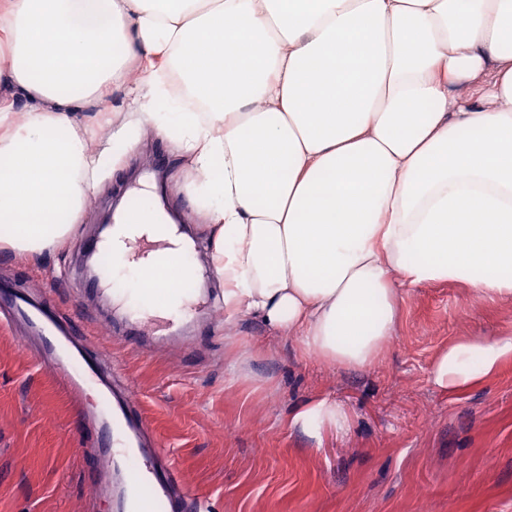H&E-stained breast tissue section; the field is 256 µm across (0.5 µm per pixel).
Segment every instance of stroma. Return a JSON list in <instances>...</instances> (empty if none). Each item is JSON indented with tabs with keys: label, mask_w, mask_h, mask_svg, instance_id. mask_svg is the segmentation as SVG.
<instances>
[{
	"label": "stroma",
	"mask_w": 512,
	"mask_h": 512,
	"mask_svg": "<svg viewBox=\"0 0 512 512\" xmlns=\"http://www.w3.org/2000/svg\"><path fill=\"white\" fill-rule=\"evenodd\" d=\"M132 164L186 208L173 192L178 161L168 146L148 138ZM115 189L108 182L94 193L62 246L29 258L0 251V279L46 292L86 326L212 512H512V357L453 394L430 377L459 340L512 335V297L490 300L455 282L414 287L383 360L342 369L257 318L225 326L222 286L202 255L186 287L215 303L192 347L139 349L131 340L147 326L75 288L86 275L80 241L97 236ZM322 395L345 405L344 432L314 438L289 426L297 407ZM79 407L61 377L0 326V512H110L85 482Z\"/></svg>",
	"instance_id": "stroma-1"
}]
</instances>
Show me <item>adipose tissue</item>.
I'll use <instances>...</instances> for the list:
<instances>
[{"mask_svg": "<svg viewBox=\"0 0 512 512\" xmlns=\"http://www.w3.org/2000/svg\"><path fill=\"white\" fill-rule=\"evenodd\" d=\"M147 129L211 231L225 323L253 314L365 369L398 285L512 296V0H0L1 250L63 244ZM175 223L160 203L114 214L115 305L190 302ZM509 356L512 336L468 337L431 379L455 390ZM288 422L317 437L348 413L321 396Z\"/></svg>", "mask_w": 512, "mask_h": 512, "instance_id": "ef3b65f1", "label": "adipose tissue"}]
</instances>
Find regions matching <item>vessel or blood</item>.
<instances>
[{
	"label": "vessel or blood",
	"instance_id": "b4317fda",
	"mask_svg": "<svg viewBox=\"0 0 512 512\" xmlns=\"http://www.w3.org/2000/svg\"><path fill=\"white\" fill-rule=\"evenodd\" d=\"M0 319L38 340V361L61 372L73 393L90 387L104 392L98 406L82 410L87 429L81 449L94 461L89 484L96 497L110 500L113 512H211L205 497L185 483L130 385L113 378L88 336L13 285H0Z\"/></svg>",
	"mask_w": 512,
	"mask_h": 512
}]
</instances>
